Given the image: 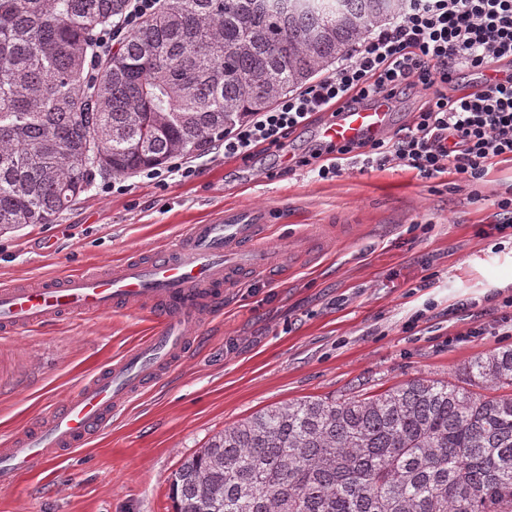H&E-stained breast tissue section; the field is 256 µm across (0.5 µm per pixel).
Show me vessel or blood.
Instances as JSON below:
<instances>
[{
    "label": "vessel or blood",
    "mask_w": 512,
    "mask_h": 512,
    "mask_svg": "<svg viewBox=\"0 0 512 512\" xmlns=\"http://www.w3.org/2000/svg\"><path fill=\"white\" fill-rule=\"evenodd\" d=\"M391 121L386 98L365 109H340L320 136L333 143L381 137ZM262 212L236 208L190 225L170 248L135 255L103 271L45 277L0 287V334L12 335L64 317L137 307L160 324L156 334L84 380L46 424L0 446V487L12 486L38 463L86 446L154 380L178 366L195 331L244 275L266 272L273 256L263 242Z\"/></svg>",
    "instance_id": "b4317fda"
}]
</instances>
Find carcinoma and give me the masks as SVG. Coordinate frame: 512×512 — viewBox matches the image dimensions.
<instances>
[{
	"mask_svg": "<svg viewBox=\"0 0 512 512\" xmlns=\"http://www.w3.org/2000/svg\"><path fill=\"white\" fill-rule=\"evenodd\" d=\"M0 0V228L52 224L96 176L201 155L393 18L397 0ZM469 387L415 377L224 428L170 481L174 512H512V348ZM157 3L158 0H130L121 25L122 30L134 29L145 15L155 10Z\"/></svg>",
	"mask_w": 512,
	"mask_h": 512,
	"instance_id": "obj_1",
	"label": "carcinoma"
}]
</instances>
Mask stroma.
I'll return each instance as SVG.
<instances>
[{
  "instance_id": "obj_1",
  "label": "stroma",
  "mask_w": 512,
  "mask_h": 512,
  "mask_svg": "<svg viewBox=\"0 0 512 512\" xmlns=\"http://www.w3.org/2000/svg\"><path fill=\"white\" fill-rule=\"evenodd\" d=\"M318 129L246 164L212 145L188 159L197 177L163 188L133 174L117 194L99 178L54 223L0 233V284H22L164 249L228 207L266 209L267 242L283 258L325 229L286 274L225 291L181 365L90 447L0 488V512H173L172 474L224 427L309 396L457 381L475 357L512 347V238L495 231L489 203L512 189V161L460 189L389 167L323 180L296 165ZM158 327L120 308L0 336V442L48 421L92 371Z\"/></svg>"
}]
</instances>
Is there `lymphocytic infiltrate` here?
Listing matches in <instances>:
<instances>
[{
  "label": "lymphocytic infiltrate",
  "instance_id": "obj_1",
  "mask_svg": "<svg viewBox=\"0 0 512 512\" xmlns=\"http://www.w3.org/2000/svg\"><path fill=\"white\" fill-rule=\"evenodd\" d=\"M504 73L468 95H452L462 70ZM422 96L403 133L350 145L318 144L299 166L319 178L346 166L405 167L425 179L453 174L477 183L489 166L512 160V0H399L395 21L366 37L331 72L236 123L224 156L249 161L278 152L313 116L361 108L376 96Z\"/></svg>",
  "mask_w": 512,
  "mask_h": 512
}]
</instances>
